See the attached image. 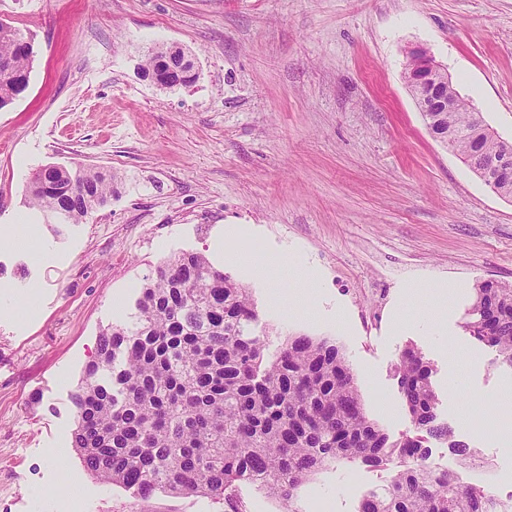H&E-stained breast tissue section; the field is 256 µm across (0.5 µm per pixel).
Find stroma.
Here are the masks:
<instances>
[{
    "label": "stroma",
    "instance_id": "obj_1",
    "mask_svg": "<svg viewBox=\"0 0 512 512\" xmlns=\"http://www.w3.org/2000/svg\"><path fill=\"white\" fill-rule=\"evenodd\" d=\"M1 20L31 38L34 62L0 109V512H280L251 483L229 501L157 490L144 503L87 474L72 446L71 394L102 333L133 320L157 266L213 258L228 224L229 248L292 252L315 274L261 283L223 265L251 293L266 356L291 335L335 343L395 441L413 423L394 365L415 347L439 422L489 464L458 468L432 438L430 466L512 493V452L489 424L512 367L463 327L480 282L512 284V200L431 136L404 78L426 48L512 140V0H0ZM166 46L192 53L195 84L146 77L147 48ZM48 164L110 170L114 193L84 223H49L28 196ZM19 225L30 243L10 242ZM441 281L466 291L446 320L428 310ZM392 475L342 461L295 505L358 512Z\"/></svg>",
    "mask_w": 512,
    "mask_h": 512
}]
</instances>
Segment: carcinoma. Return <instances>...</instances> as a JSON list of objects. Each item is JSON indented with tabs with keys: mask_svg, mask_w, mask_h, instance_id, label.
<instances>
[{
	"mask_svg": "<svg viewBox=\"0 0 512 512\" xmlns=\"http://www.w3.org/2000/svg\"><path fill=\"white\" fill-rule=\"evenodd\" d=\"M17 28L0 23V109L28 87L34 51ZM446 147L512 199V181L482 160L504 155L502 139L453 85ZM30 202L81 224L112 196V172L39 169ZM130 325L107 330L85 381L71 394L77 413L73 447L101 481L149 497L172 494L231 497L243 482L259 484L298 512L296 490L332 464L395 465L384 487L369 492L359 512H499L494 483L463 486L455 472L428 464L427 438L445 439L464 465L484 467L451 440L437 421L432 365L403 351L395 372L414 429L397 441L364 411L353 370L338 346L290 336L271 359L255 334L249 289L183 253L145 278ZM470 337L512 367V286L483 282L467 313ZM120 366H115L116 359Z\"/></svg>",
	"mask_w": 512,
	"mask_h": 512,
	"instance_id": "1",
	"label": "carcinoma"
}]
</instances>
